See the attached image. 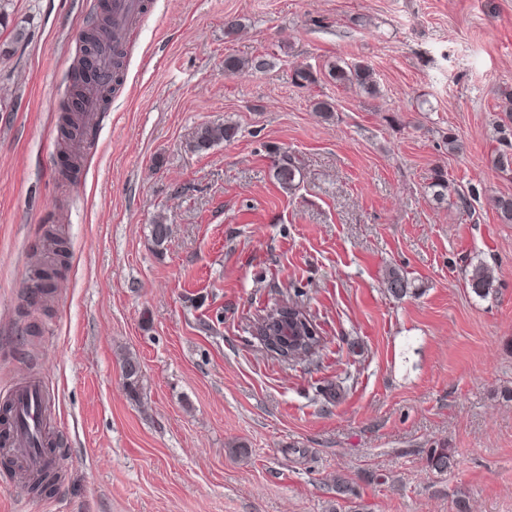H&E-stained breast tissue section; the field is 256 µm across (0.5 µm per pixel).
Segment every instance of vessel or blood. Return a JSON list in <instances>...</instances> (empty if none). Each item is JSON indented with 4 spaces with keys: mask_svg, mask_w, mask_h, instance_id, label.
I'll use <instances>...</instances> for the list:
<instances>
[{
    "mask_svg": "<svg viewBox=\"0 0 512 512\" xmlns=\"http://www.w3.org/2000/svg\"><path fill=\"white\" fill-rule=\"evenodd\" d=\"M101 4L111 21L110 40L94 57L89 78L93 91L82 100V112L89 123L100 110L98 88H115L121 83L114 56L123 52L137 23L150 11L148 0H101ZM0 404L12 409L10 424L0 431V462L23 479L45 464L43 453L34 448L33 441L49 429L51 402L43 380L32 378L0 387Z\"/></svg>",
    "mask_w": 512,
    "mask_h": 512,
    "instance_id": "1",
    "label": "vessel or blood"
}]
</instances>
